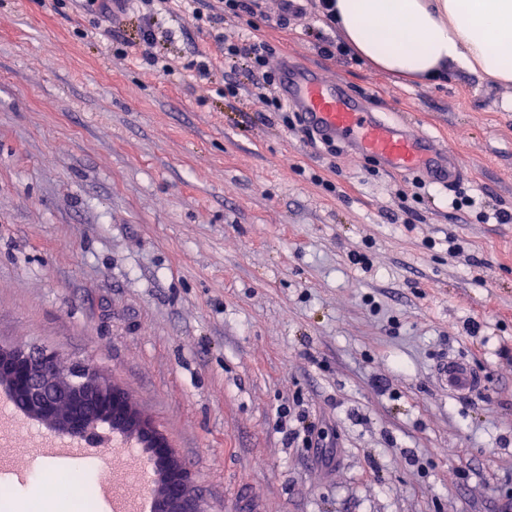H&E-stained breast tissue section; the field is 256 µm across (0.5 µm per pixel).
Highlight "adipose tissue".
Listing matches in <instances>:
<instances>
[{
    "instance_id": "obj_1",
    "label": "adipose tissue",
    "mask_w": 512,
    "mask_h": 512,
    "mask_svg": "<svg viewBox=\"0 0 512 512\" xmlns=\"http://www.w3.org/2000/svg\"><path fill=\"white\" fill-rule=\"evenodd\" d=\"M333 14L347 46L360 60L409 82L440 79L464 70L486 79L512 83V57L500 45L512 38V0H334ZM62 491L61 500L43 490ZM82 485L70 472L46 460L29 485L10 496L13 512L37 505L39 512H60L81 499Z\"/></svg>"
}]
</instances>
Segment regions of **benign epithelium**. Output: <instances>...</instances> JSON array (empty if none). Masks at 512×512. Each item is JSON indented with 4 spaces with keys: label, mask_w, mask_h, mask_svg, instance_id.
I'll return each instance as SVG.
<instances>
[{
    "label": "benign epithelium",
    "mask_w": 512,
    "mask_h": 512,
    "mask_svg": "<svg viewBox=\"0 0 512 512\" xmlns=\"http://www.w3.org/2000/svg\"><path fill=\"white\" fill-rule=\"evenodd\" d=\"M0 387L27 417L76 440L95 436L99 424L136 439L155 459L159 487L154 512H203L190 473L167 437L136 411L120 385L87 366L64 368L49 349L0 346Z\"/></svg>",
    "instance_id": "obj_1"
}]
</instances>
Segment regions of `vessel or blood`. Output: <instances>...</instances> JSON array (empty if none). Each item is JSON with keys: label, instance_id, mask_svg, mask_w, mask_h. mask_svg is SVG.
I'll return each mask as SVG.
<instances>
[{"label": "vessel or blood", "instance_id": "1", "mask_svg": "<svg viewBox=\"0 0 512 512\" xmlns=\"http://www.w3.org/2000/svg\"><path fill=\"white\" fill-rule=\"evenodd\" d=\"M280 72L281 95L294 102L311 125L345 142L354 159L371 156L392 171H423L451 182L458 179L460 167L452 152L426 132L369 111L363 99L319 71L284 66ZM437 378L449 393L457 395H470L482 384L479 374L457 358L443 359Z\"/></svg>", "mask_w": 512, "mask_h": 512}]
</instances>
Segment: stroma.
I'll return each instance as SVG.
<instances>
[{
    "mask_svg": "<svg viewBox=\"0 0 512 512\" xmlns=\"http://www.w3.org/2000/svg\"><path fill=\"white\" fill-rule=\"evenodd\" d=\"M212 2L168 0V75L138 48L133 2L116 23L84 0H0V346L57 350L126 389L204 512H501L512 222L477 213L512 214V85L458 70L401 84L323 56L313 31H338L315 0H265L272 66L317 67L454 152L457 181H426L421 201L416 174L308 140L251 89L223 96L246 75L211 37L239 32ZM201 54L206 77L187 69ZM458 192L478 207L451 209ZM447 354L480 372L482 400L436 385ZM303 418L332 462L292 438ZM52 435L34 421L0 447L6 480L26 483Z\"/></svg>",
    "mask_w": 512,
    "mask_h": 512,
    "instance_id": "obj_1",
    "label": "stroma"
}]
</instances>
